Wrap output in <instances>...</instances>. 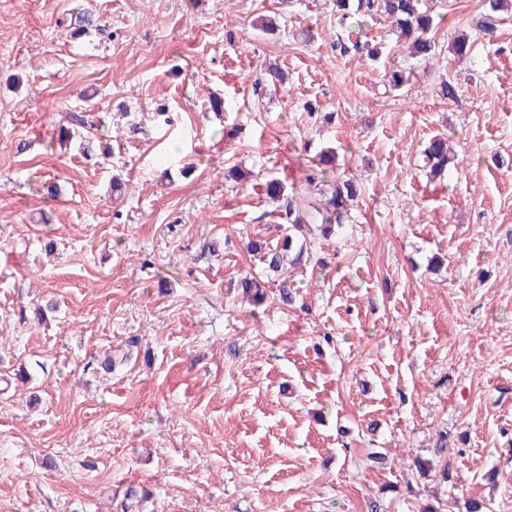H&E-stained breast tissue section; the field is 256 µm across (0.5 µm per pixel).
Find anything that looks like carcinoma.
<instances>
[{
  "label": "carcinoma",
  "mask_w": 512,
  "mask_h": 512,
  "mask_svg": "<svg viewBox=\"0 0 512 512\" xmlns=\"http://www.w3.org/2000/svg\"><path fill=\"white\" fill-rule=\"evenodd\" d=\"M433 0H336V8L350 12L363 21L387 17L399 30V33L412 40L413 55L432 58L436 55V43L428 34L439 24L440 15L434 11ZM512 14V0H483L482 8L474 16L471 29L485 34L494 32L505 16ZM473 40L463 33L453 37L450 51L463 56L471 53ZM448 144L440 136L434 137L423 152L424 166L431 173L446 171L448 162ZM335 164V156L330 153L321 155L317 163L309 169L307 182L317 186L324 178L326 170ZM358 195L353 179L338 177L329 184V190L312 193L299 200L289 199L286 215L288 233L284 238V249H291L293 242L304 236L311 224H320L330 228L344 222L350 204ZM239 287L252 299L267 295L265 283L257 278H243Z\"/></svg>",
  "instance_id": "1"
}]
</instances>
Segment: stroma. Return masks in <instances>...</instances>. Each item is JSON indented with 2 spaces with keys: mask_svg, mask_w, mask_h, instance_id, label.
I'll return each mask as SVG.
<instances>
[{
  "mask_svg": "<svg viewBox=\"0 0 512 512\" xmlns=\"http://www.w3.org/2000/svg\"><path fill=\"white\" fill-rule=\"evenodd\" d=\"M480 6L425 61L335 0H0V512H512V18L448 49ZM327 148L358 201L272 273L263 185ZM448 144L441 136H435L423 152L424 167H431V173H444L448 162Z\"/></svg>",
  "mask_w": 512,
  "mask_h": 512,
  "instance_id": "obj_1",
  "label": "stroma"
}]
</instances>
